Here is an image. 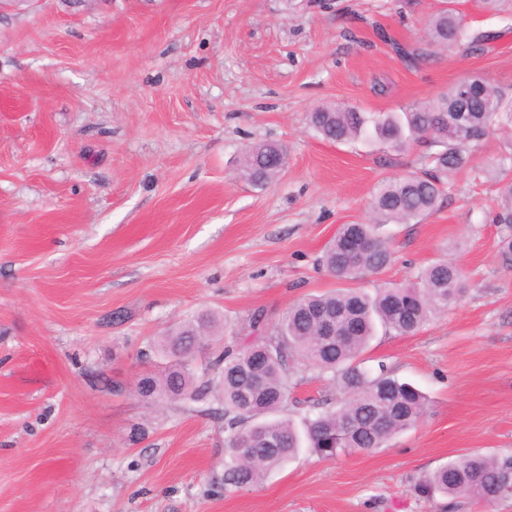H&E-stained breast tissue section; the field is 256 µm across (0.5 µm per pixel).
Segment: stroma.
<instances>
[{"label":"stroma","instance_id":"35a3bbf8","mask_svg":"<svg viewBox=\"0 0 512 512\" xmlns=\"http://www.w3.org/2000/svg\"><path fill=\"white\" fill-rule=\"evenodd\" d=\"M457 2L491 40L411 60L380 31L422 46L443 0H0V512H512V495L417 490L461 455L512 456V226L495 221L490 172L510 128L476 147L438 210L383 226L392 261L357 282L405 284L442 258L465 275L461 302L364 354L429 399L387 447L305 448L228 491L221 403L136 391L186 316L219 318L209 353L255 341V313L271 327L341 288L327 244L367 220L384 177L421 169L416 150L322 140L311 112H398L474 77L512 91V12ZM259 142L288 152L264 187L240 175ZM288 384L281 414L298 427L342 398L300 365Z\"/></svg>","mask_w":512,"mask_h":512}]
</instances>
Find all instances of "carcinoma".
Instances as JSON below:
<instances>
[{
  "instance_id": "cac0c4a2",
  "label": "carcinoma",
  "mask_w": 512,
  "mask_h": 512,
  "mask_svg": "<svg viewBox=\"0 0 512 512\" xmlns=\"http://www.w3.org/2000/svg\"><path fill=\"white\" fill-rule=\"evenodd\" d=\"M428 44L441 48L465 46L481 49L486 36L468 31L452 8L440 9L430 19ZM465 97L468 127L457 136L438 133L448 100ZM316 132L330 142L358 138L376 139L395 152L425 147L429 166L381 180L370 203L372 219L366 224H343L326 248L322 262L339 280L355 281L377 273L392 257L389 245L377 229L382 224H416L435 211L448 189V174L468 165L471 149L486 137L493 125L512 127V95L482 80L460 82L447 94L401 113H366L344 104L311 113ZM285 164V152L271 144H255L244 154L243 175L264 186L277 178ZM500 174V215L512 224V154L496 165ZM357 239L365 246L354 256L344 242ZM467 292L460 269L440 260L422 269L407 286L380 287L369 294L359 288L330 290L305 297L278 318L275 333L245 347H227L210 362L222 367V389L217 400L224 406L228 432L224 457V489L259 482L279 468L307 443L326 459L380 448L395 435L417 424L427 407L418 388L391 376L384 366L374 374L362 366L360 356L377 328L403 336L414 333L431 317L462 300ZM328 318L336 337L320 335L319 323ZM217 318L197 314L173 328L159 344L160 351L175 355L179 346L203 340ZM300 362L330 377L345 399L305 419L300 432L274 413L288 402L290 365ZM143 397H170L201 402L211 392V380L195 373L180 358L156 376ZM420 493L428 498L468 496L493 501L512 494V457L469 454L449 461L425 476Z\"/></svg>"
}]
</instances>
